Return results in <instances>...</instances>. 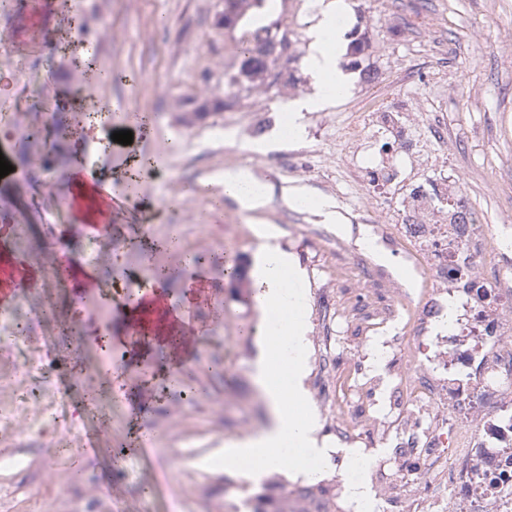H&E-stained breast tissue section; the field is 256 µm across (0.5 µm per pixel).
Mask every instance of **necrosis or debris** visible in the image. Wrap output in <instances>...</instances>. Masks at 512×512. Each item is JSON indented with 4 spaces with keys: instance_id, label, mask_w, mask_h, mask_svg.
Returning a JSON list of instances; mask_svg holds the SVG:
<instances>
[{
    "instance_id": "obj_1",
    "label": "necrosis or debris",
    "mask_w": 512,
    "mask_h": 512,
    "mask_svg": "<svg viewBox=\"0 0 512 512\" xmlns=\"http://www.w3.org/2000/svg\"><path fill=\"white\" fill-rule=\"evenodd\" d=\"M379 138L393 141L390 159L370 155ZM337 139L363 179L390 184L404 162L430 167L425 147L445 142L447 129L435 123L420 136L405 112L377 109L339 127ZM457 192L451 178L419 184L375 226L385 246L407 244L431 273L420 299L400 288L388 308L387 319L403 330L391 339L392 356L402 365L388 384L370 377L365 354L387 319L361 318L353 310L336 314L333 341L351 359L323 403L343 440L391 441L395 451L369 461L371 503L330 485L322 495L329 512H512V284L503 270L512 226L503 238L489 239L473 213L432 212L434 196ZM448 296L459 299L461 314L448 333L437 334L433 326ZM58 371L29 354L22 397L12 414L0 415V424L20 417L37 424L45 411L41 395Z\"/></svg>"
}]
</instances>
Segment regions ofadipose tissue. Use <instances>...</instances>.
Instances as JSON below:
<instances>
[{"instance_id":"1","label":"adipose tissue","mask_w":512,"mask_h":512,"mask_svg":"<svg viewBox=\"0 0 512 512\" xmlns=\"http://www.w3.org/2000/svg\"><path fill=\"white\" fill-rule=\"evenodd\" d=\"M344 16V0H326L306 57L308 68L322 80L320 97L324 100L340 96L348 88V78L338 68ZM211 182L234 200L241 212L253 217L252 230L260 241L252 270L257 285L254 301L261 314L253 379L266 403L267 423L246 439L225 442L224 465L235 470L247 468L249 477L254 478L290 467L295 451L300 450L308 463L299 472L313 479L330 448L317 438V411L304 388L309 363L305 355L307 327L300 316L305 304L299 287L302 273L277 243L274 227L260 219L269 202L266 185L243 166L226 168L212 175Z\"/></svg>"}]
</instances>
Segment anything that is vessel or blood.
Instances as JSON below:
<instances>
[{
  "label": "vessel or blood",
  "mask_w": 512,
  "mask_h": 512,
  "mask_svg": "<svg viewBox=\"0 0 512 512\" xmlns=\"http://www.w3.org/2000/svg\"><path fill=\"white\" fill-rule=\"evenodd\" d=\"M93 188L101 206L100 212L94 221H81L73 226L75 232L85 236L98 234L101 227L111 224L115 208L109 183L97 181L94 182ZM53 265L61 272L63 283L69 288L79 290L80 294L90 293L96 288L97 279L92 275V266L77 267L66 251L62 250L55 254ZM79 268L84 271L80 277L75 274ZM44 274V268L24 263L15 254L0 256V305H13L20 291L36 286ZM129 306L140 310L143 316L150 318L163 329L173 330L175 335L179 336L180 342L173 349L175 355L186 360L196 355L199 340L194 325V314L185 306L182 298L173 295L168 289L157 288L133 297L129 301Z\"/></svg>",
  "instance_id": "1"
}]
</instances>
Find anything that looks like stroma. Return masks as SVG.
<instances>
[{"label": "stroma", "instance_id": "1", "mask_svg": "<svg viewBox=\"0 0 512 512\" xmlns=\"http://www.w3.org/2000/svg\"><path fill=\"white\" fill-rule=\"evenodd\" d=\"M50 40L28 37L23 26H8L0 14V52L23 74L35 73L50 87L34 102L23 83H11L9 110L52 115L51 143L65 142L86 114L75 93L88 84L94 96L124 101L109 112L108 124L130 127L133 142L81 155L67 154L66 167L101 165L103 175L124 203L112 225L115 252L95 265L98 286L86 295L42 278L21 302L41 320L31 329L26 350L45 361L64 360L55 389L44 401L58 414L80 402L68 393L71 382L98 394L109 418L108 431L94 421L74 430L77 454L56 447L53 432L27 430L19 422L0 428V512H165L172 494L187 497V512H226L258 495H278L303 485L293 472L273 471L259 481L225 473L220 450L225 441L257 432L267 421L264 400L252 380L254 330L260 313L251 276L259 242L247 216L231 199L219 207L191 199L186 186L208 180L227 166L261 168L270 187L265 220L280 231V243L306 273L307 356L304 381L311 399L349 361L343 350L325 349L327 318L342 298L385 307L390 284L418 286L411 261L394 255H368L384 282L364 284L352 264L360 239L372 231L367 198L394 200L393 188L355 194L350 167L337 158L336 125L370 104L403 100L414 125L426 127L435 113L448 115V140L436 146L449 173L460 176L461 192L491 233L512 215V0H346L347 39L365 38L362 54L340 55L339 69L350 79L343 97L303 112L301 139H282L279 117L295 100L314 97L315 80L303 61L289 64V82L276 95H264L265 109L253 111V96L187 122L195 102L224 95L225 73L237 69L240 34L217 28L223 0H51ZM89 52L101 79L87 82L71 65ZM414 79L405 82V68ZM381 73L364 82L362 70ZM164 113V121L143 125V115ZM223 129L216 139L215 129ZM188 144L175 151L171 143ZM40 146L24 164V177L0 178V196L10 202L0 220L25 228L21 247L30 256L48 252L65 239L71 251L85 239L68 236L70 217L59 183L44 176ZM299 188L334 199L340 225L308 210L290 208L286 190ZM191 254L211 281L206 304L196 306L201 349L180 366L178 382L168 377V357L143 337L126 335L122 307L125 283L152 278L155 270L174 276L164 286L183 295V257ZM350 271L344 287L329 273ZM56 313L42 317L47 303ZM81 324L80 357L66 355L60 322ZM122 454L115 464L114 454Z\"/></svg>", "mask_w": 512, "mask_h": 512}]
</instances>
